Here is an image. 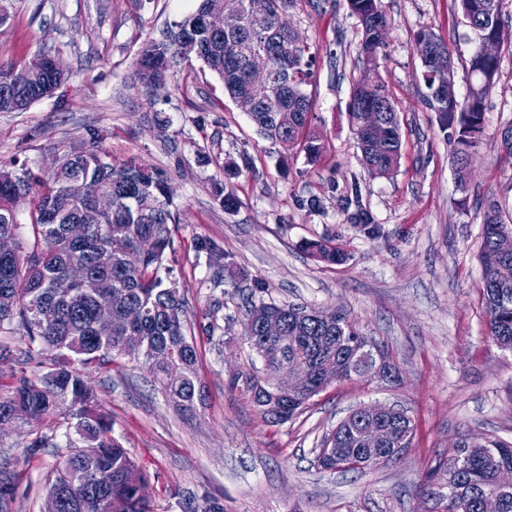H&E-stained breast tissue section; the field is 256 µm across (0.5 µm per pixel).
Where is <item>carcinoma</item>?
I'll return each mask as SVG.
<instances>
[{"label": "carcinoma", "instance_id": "1", "mask_svg": "<svg viewBox=\"0 0 512 512\" xmlns=\"http://www.w3.org/2000/svg\"><path fill=\"white\" fill-rule=\"evenodd\" d=\"M248 0H200L195 12L177 27L187 39L167 31L163 39L144 46L138 60L141 84L148 90L163 85L147 70L148 59L171 69L193 58L201 60L223 83L224 93L235 100L248 94L247 74L255 64L271 68L275 86L284 95L288 116L277 118L254 107L247 116L260 132L280 140L284 137L300 147L313 163L324 145L309 129L313 100L306 88L315 75V58L302 37L283 20L292 0H268V14L259 21L246 19L240 33L218 38L202 24L210 11L234 10L246 15ZM503 0H460L463 15L475 22L476 47L469 70L475 79L468 95L459 99L453 79L451 54L430 30H420L416 44H427L434 53L422 58V80L429 90L428 105L438 126L447 134L451 159L462 191L469 188V168L483 132L486 101L498 75L500 59L482 51L487 38L503 39ZM350 11L361 27L360 56L364 74L355 83L349 103V117L365 166L373 173L387 175L398 165L401 154L400 121L383 80L375 73L376 61L385 39L379 29L390 22L379 0H348ZM46 54L33 55L23 66L34 72L35 82L19 90L10 79L19 65L0 54V112H14L21 103L32 105L42 99V84L59 85L64 75L44 66ZM379 109L384 121L385 147L374 153L366 147L363 120L366 110ZM112 191L116 206L112 213H100L93 195L98 187ZM34 194L30 233L33 242L18 241L16 254L0 256V329L16 326L29 342L54 354L47 371L36 381L22 379L11 393L0 396V421H45L63 413L74 420L73 451L57 464L49 491L63 499L62 512H147V480L120 441L112 437L108 416L99 408L95 393L81 371L72 367L71 357L83 365L102 366L118 354L141 360L153 382L158 384L167 404L179 415L193 418L204 402V386L197 369V350L185 319L186 302L179 289L165 283L160 275L167 250L172 245L175 223L169 206L173 195L171 178L132 160L116 165L93 148L63 156L62 168L48 181L30 171L0 167V236L19 237L17 215L9 208L14 193ZM83 224L86 235L73 240L67 225ZM512 233L503 222L496 202H490L484 216L480 264L483 296L488 316L489 338L512 349V276L502 267L512 265L498 251L497 239ZM152 237L156 251L139 263H128L129 253L141 240ZM112 248V267L95 264L96 253ZM310 255L331 263L345 261V253L330 249L319 240L304 243ZM53 306L58 321L42 324L38 309ZM112 319V335H96L101 315ZM268 318L278 319L288 332L283 344L263 333ZM244 338L259 358L261 367L231 379V386L248 396L257 413L269 423L284 422L299 412L328 385L329 369L344 363L343 379L374 380V368L352 360L354 349L364 344L390 350L358 321L339 308L278 305L262 300L249 302ZM185 370V378L172 383L167 378L168 354ZM291 369L303 371L308 382L300 395L288 401L269 395L276 377ZM389 423L394 429V448L411 446L414 424L401 409L393 410ZM360 410L352 411L325 436L317 465L327 471L347 468L363 471L374 467L359 440ZM512 469V441L489 434L476 447L460 441L446 459L430 470L425 495L434 501L436 512H512V486L498 483L501 468Z\"/></svg>", "mask_w": 512, "mask_h": 512}]
</instances>
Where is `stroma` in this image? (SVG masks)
Masks as SVG:
<instances>
[{"mask_svg": "<svg viewBox=\"0 0 512 512\" xmlns=\"http://www.w3.org/2000/svg\"><path fill=\"white\" fill-rule=\"evenodd\" d=\"M199 0H0V51L15 63L57 57L66 82L21 112H0V164L46 176L52 159L95 144L115 162L136 159L173 179V248L164 265L184 296L199 353L205 405L185 420L164 401L138 360L115 356L89 368V384L119 439L148 480L150 512H430L425 473L462 433L512 441V350L487 336L479 262L488 200L512 218V164L500 133L512 124V22L498 49L500 70L484 133L461 190L450 146L426 104L418 31L450 50L458 95L469 89L474 35L458 0H380L390 28L376 71L402 128L401 158L389 175L362 161L348 106L363 71L360 27L347 0H293L287 21L315 65L311 129L324 143L307 163L298 148L262 138L199 60L180 65L151 93L137 77L143 46L161 38ZM236 203L224 209L217 187ZM355 213L379 229L368 237ZM320 240L347 254L341 264L303 249ZM346 310L385 341L399 386L360 380L329 384L309 407L266 423L233 374L256 356L243 336L245 299ZM0 394L37 379L47 355L21 330L0 329ZM401 408L415 421L411 448L362 472L316 464L324 436L352 410ZM33 450L42 422L0 434V480L12 496L0 512H42L48 479L67 443Z\"/></svg>", "mask_w": 512, "mask_h": 512, "instance_id": "stroma-1", "label": "stroma"}]
</instances>
